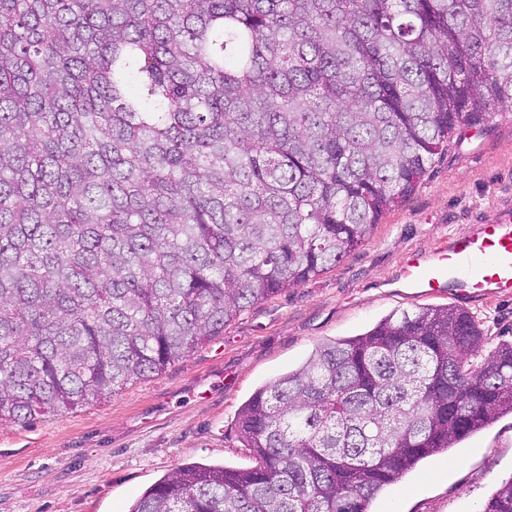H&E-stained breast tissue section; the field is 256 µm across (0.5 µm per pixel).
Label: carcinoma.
I'll list each match as a JSON object with an SVG mask.
<instances>
[{
	"label": "carcinoma",
	"instance_id": "obj_1",
	"mask_svg": "<svg viewBox=\"0 0 512 512\" xmlns=\"http://www.w3.org/2000/svg\"><path fill=\"white\" fill-rule=\"evenodd\" d=\"M512 106V0H0V422L163 373L369 239ZM512 415L450 305L318 344L129 512H369ZM482 512H512V478Z\"/></svg>",
	"mask_w": 512,
	"mask_h": 512
}]
</instances>
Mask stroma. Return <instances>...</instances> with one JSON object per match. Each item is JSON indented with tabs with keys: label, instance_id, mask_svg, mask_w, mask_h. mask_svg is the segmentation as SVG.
Here are the masks:
<instances>
[{
	"label": "stroma",
	"instance_id": "stroma-1",
	"mask_svg": "<svg viewBox=\"0 0 512 512\" xmlns=\"http://www.w3.org/2000/svg\"><path fill=\"white\" fill-rule=\"evenodd\" d=\"M512 203V108L451 140L369 240L304 284L254 304L161 375L82 410L0 424V512H129L189 462L253 466L237 414L253 391L325 340L362 334L400 310L456 305L493 342H512V296H406L405 259ZM512 479V415L383 490L372 512H481Z\"/></svg>",
	"mask_w": 512,
	"mask_h": 512
}]
</instances>
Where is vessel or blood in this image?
Returning a JSON list of instances; mask_svg holds the SVG:
<instances>
[{
  "label": "vessel or blood",
  "instance_id": "obj_1",
  "mask_svg": "<svg viewBox=\"0 0 512 512\" xmlns=\"http://www.w3.org/2000/svg\"><path fill=\"white\" fill-rule=\"evenodd\" d=\"M402 277L422 295H511L512 211L443 240L432 256L409 257Z\"/></svg>",
  "mask_w": 512,
  "mask_h": 512
}]
</instances>
